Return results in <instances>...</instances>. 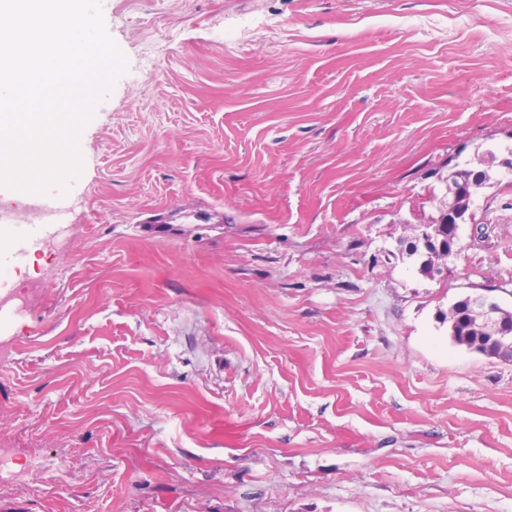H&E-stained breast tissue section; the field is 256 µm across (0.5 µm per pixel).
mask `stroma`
<instances>
[{"instance_id": "stroma-1", "label": "stroma", "mask_w": 512, "mask_h": 512, "mask_svg": "<svg viewBox=\"0 0 512 512\" xmlns=\"http://www.w3.org/2000/svg\"><path fill=\"white\" fill-rule=\"evenodd\" d=\"M67 223L0 265V512H512V0H103ZM460 192L463 195L459 197L450 199L448 198L447 193V198L444 197L443 199H440L438 207L439 215L434 218L431 224L433 227L439 228L442 230V232L445 233L446 239L443 242L442 248L438 249L435 245H422L420 247L416 243H411L409 246L407 255L409 257L416 256V259L419 263V272L425 276L434 277L435 272L437 274H442L443 269L439 264V260L445 259L454 254V246L456 245V241L448 243V224H454V226H450L449 228H452L454 238L457 240L459 238V231L462 224H467V219L471 220L470 212L466 216L452 212L448 218L447 209L450 205L457 204V207H460L462 201L466 200L464 209H469V200L472 198L473 193L471 190V185L467 184L466 186L460 187ZM476 296L468 295L454 302L449 307L448 314L442 313L441 323L448 324V335L455 344L484 355L512 361V342L503 337L509 336L512 330V309L500 306L497 316V302L485 295L479 296L476 314L491 325H497L498 317L503 328L497 333L474 316Z\"/></svg>"}]
</instances>
